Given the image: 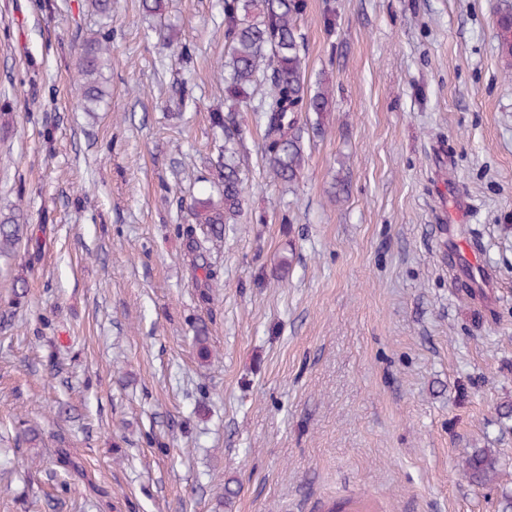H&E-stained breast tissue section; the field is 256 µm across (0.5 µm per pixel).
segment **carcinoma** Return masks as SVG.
Returning a JSON list of instances; mask_svg holds the SVG:
<instances>
[{
	"label": "carcinoma",
	"mask_w": 512,
	"mask_h": 512,
	"mask_svg": "<svg viewBox=\"0 0 512 512\" xmlns=\"http://www.w3.org/2000/svg\"><path fill=\"white\" fill-rule=\"evenodd\" d=\"M306 0H222L224 16V111L214 112L211 123L220 129L224 145L216 160L221 201L193 197V221L220 233L223 224L236 223L245 203L247 173L243 165L245 133L240 114L246 108L258 113L264 127L262 158L272 178L288 187L297 185L308 161V134L325 136L326 120L334 108V88L322 80L310 85L304 60L305 34L300 20ZM502 49L512 55V13L498 19ZM109 37L93 36L80 45L77 58L78 89L91 109L105 97L99 85L111 65ZM312 112L315 123L307 127L301 114ZM24 225L12 215L0 221V255L15 252ZM462 476L476 486L496 481L499 458L480 448L461 459Z\"/></svg>",
	"instance_id": "1"
}]
</instances>
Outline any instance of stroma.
I'll use <instances>...</instances> for the list:
<instances>
[{"mask_svg": "<svg viewBox=\"0 0 512 512\" xmlns=\"http://www.w3.org/2000/svg\"><path fill=\"white\" fill-rule=\"evenodd\" d=\"M336 25L327 29L325 12ZM512 0H307L310 81L336 105L298 186L249 188L205 264L221 0H0V512H502L512 494ZM190 42L160 64L151 28ZM112 37L108 102L78 43ZM194 87L183 118L166 100ZM291 267H284V260ZM206 323L212 356L194 330ZM27 426L38 447L19 446ZM495 449L496 485L455 465ZM237 494L225 499V486ZM107 35L87 38L80 45L77 58L78 89L86 107L91 109L105 97V92L99 85L104 71L111 65L110 47ZM15 215L0 221V255L15 253L23 236L24 224L17 222Z\"/></svg>", "mask_w": 512, "mask_h": 512, "instance_id": "obj_1", "label": "stroma"}]
</instances>
